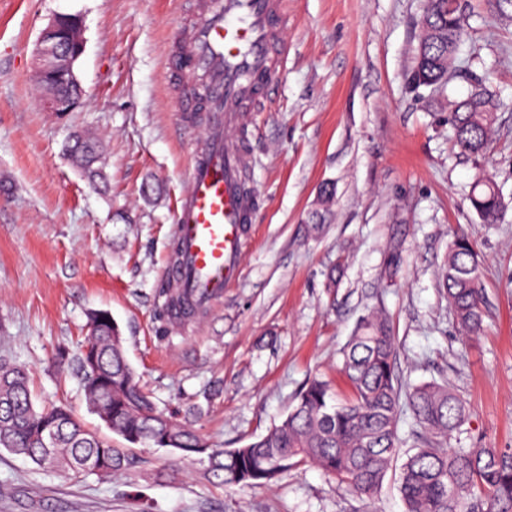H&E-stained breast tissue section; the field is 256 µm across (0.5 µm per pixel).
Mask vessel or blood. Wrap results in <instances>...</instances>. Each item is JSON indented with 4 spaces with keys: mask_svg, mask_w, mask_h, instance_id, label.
Wrapping results in <instances>:
<instances>
[{
    "mask_svg": "<svg viewBox=\"0 0 512 512\" xmlns=\"http://www.w3.org/2000/svg\"><path fill=\"white\" fill-rule=\"evenodd\" d=\"M194 24L167 60L180 79L202 74V96L183 94L184 113L205 111L207 138L192 150L189 187L180 201L178 251L166 270L174 294L194 315L223 298L236 279L254 202L245 176L250 157L227 133L270 97L287 61L282 0H190Z\"/></svg>",
    "mask_w": 512,
    "mask_h": 512,
    "instance_id": "obj_1",
    "label": "vessel or blood"
}]
</instances>
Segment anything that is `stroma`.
I'll list each match as a JSON object with an SVG mask.
<instances>
[{
  "label": "stroma",
  "instance_id": "obj_1",
  "mask_svg": "<svg viewBox=\"0 0 512 512\" xmlns=\"http://www.w3.org/2000/svg\"><path fill=\"white\" fill-rule=\"evenodd\" d=\"M459 57L497 104L482 158L448 137L444 89H411L425 0H285L287 65L267 108L251 113L246 184L259 201L241 273L210 311L163 328L164 272L176 204L204 123L179 112L166 69L194 15L188 0H0V360L25 366L35 402L64 404L92 429L75 372L87 314L109 310L125 354L158 407L217 448H239L281 422L312 378L344 395L341 351L370 309L390 321L403 386L449 383L467 415L449 447H512V11L467 0ZM58 14L80 16L86 91L62 115L37 102L33 49ZM99 135L108 191L64 152ZM500 186L503 223L481 224L468 193L477 170ZM334 186L327 222L307 217ZM482 262V335L469 339L439 272L457 234ZM401 263L387 275V252ZM339 268L336 282L328 272ZM115 447L126 448L120 437ZM121 475L76 478L0 448V512H404L398 471L369 500L307 465L271 486L229 488L161 448H126Z\"/></svg>",
  "mask_w": 512,
  "mask_h": 512
}]
</instances>
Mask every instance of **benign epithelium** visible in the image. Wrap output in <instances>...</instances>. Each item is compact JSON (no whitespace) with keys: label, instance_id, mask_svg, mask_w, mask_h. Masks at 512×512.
Returning <instances> with one entry per match:
<instances>
[{"label":"benign epithelium","instance_id":"1","mask_svg":"<svg viewBox=\"0 0 512 512\" xmlns=\"http://www.w3.org/2000/svg\"><path fill=\"white\" fill-rule=\"evenodd\" d=\"M82 25L77 15L59 14L54 16L40 31L35 48V73L37 85L46 81L76 83L78 77L74 72L76 60L84 53L85 44L70 45L69 27ZM83 96L77 97L58 93L40 96V106L45 112L67 113L74 111Z\"/></svg>","mask_w":512,"mask_h":512}]
</instances>
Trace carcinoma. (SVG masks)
I'll return each mask as SVG.
<instances>
[{"label": "carcinoma", "mask_w": 512, "mask_h": 512, "mask_svg": "<svg viewBox=\"0 0 512 512\" xmlns=\"http://www.w3.org/2000/svg\"><path fill=\"white\" fill-rule=\"evenodd\" d=\"M469 30L465 0H426L412 67L416 88L449 84ZM448 109L455 145L475 158L485 156L496 112L490 95L477 87L462 99L448 100ZM66 152L88 180L106 184L96 166L101 154L96 138L78 134ZM470 202L481 223H500L504 199L481 169ZM442 287L464 334L479 335L486 297L480 260L464 235L448 248ZM96 313L100 317H88L85 347L75 356L58 352L57 362L76 371L90 410L112 415L108 429L132 445L165 448L186 458L202 452L208 478L226 487H264L288 469L311 464L362 499L373 497L403 454L399 492L405 512H512V448L447 447L448 435L465 419L466 404L446 384L403 389L391 326L379 310L361 318L342 350L350 395L341 398L327 381L314 378L279 425L242 448H212L191 425L160 411L126 358L112 314ZM405 409L412 429L403 438ZM410 439L412 451L401 452ZM0 448L75 476L110 478L126 466L123 450L87 429L67 406L36 408L25 368L5 361L0 362Z\"/></svg>", "instance_id": "cac0c4a2"}]
</instances>
